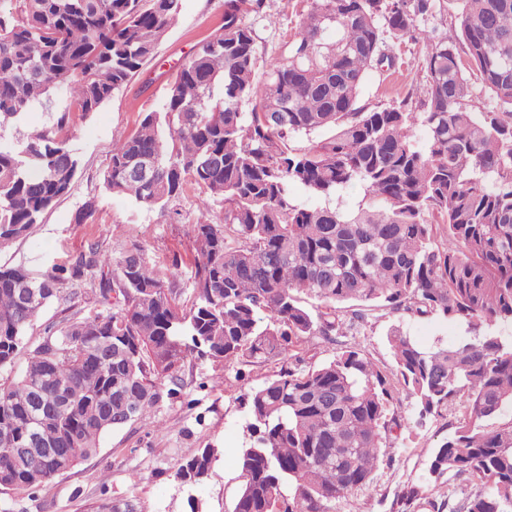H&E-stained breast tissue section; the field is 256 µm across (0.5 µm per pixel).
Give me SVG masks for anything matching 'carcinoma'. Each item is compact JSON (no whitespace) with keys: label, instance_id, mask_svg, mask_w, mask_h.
<instances>
[{"label":"carcinoma","instance_id":"carcinoma-1","mask_svg":"<svg viewBox=\"0 0 512 512\" xmlns=\"http://www.w3.org/2000/svg\"><path fill=\"white\" fill-rule=\"evenodd\" d=\"M142 2L14 0L0 12V249L71 191L70 114L97 111L175 24L179 0ZM449 2L448 34L423 26L443 0H310L258 81L246 15L265 0H224L222 28L180 65L162 108L113 143L103 174L148 210H168L189 184L202 190L191 288L165 285L138 244L117 257L92 247L42 274L0 266V370L25 358L18 381L0 385V487H45L104 433L180 396L191 355L281 362L246 397L234 512H331L371 489L402 391L422 420L450 407L462 418L445 425L428 465L443 500L411 484L393 512H512V0ZM406 40L426 49L420 97L360 105L369 72L401 68L387 43ZM57 88L69 105L51 125L6 133ZM315 133L324 138L295 147ZM147 162L149 182L129 177ZM356 185L364 197L351 211L292 196L339 198ZM83 278L112 308L52 324L28 345L46 305L72 299L63 285ZM302 294L320 305L307 309ZM376 309L438 317L464 335L423 348L390 326L394 382L344 341ZM306 336L338 348L309 364L295 353ZM60 387L69 408L40 415ZM16 442L28 456L14 461L3 449ZM216 453L191 449L175 477L202 481Z\"/></svg>","mask_w":512,"mask_h":512}]
</instances>
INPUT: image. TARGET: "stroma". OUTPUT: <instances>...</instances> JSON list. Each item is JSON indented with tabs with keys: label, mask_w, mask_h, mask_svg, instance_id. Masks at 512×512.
Listing matches in <instances>:
<instances>
[{
	"label": "stroma",
	"mask_w": 512,
	"mask_h": 512,
	"mask_svg": "<svg viewBox=\"0 0 512 512\" xmlns=\"http://www.w3.org/2000/svg\"><path fill=\"white\" fill-rule=\"evenodd\" d=\"M307 0H266L264 13L247 15L255 30L258 77H265L279 59L282 45L294 33ZM224 23V0H180L177 23L158 44L153 57L98 111L72 114L70 145L80 169L70 193L47 211L29 235L0 251V264H24L33 273L70 265L90 245L116 255L137 244L157 264L169 286L187 287L192 264V229L199 216L197 187H187L172 206L183 220L168 223L159 210H147L107 190L103 173L113 142L132 133L144 112L160 108L177 67ZM404 60L400 74L370 72L360 102L373 105L404 97L420 82L423 45L405 42L396 48ZM96 210L86 223L76 217L87 200ZM181 257L173 266V257ZM74 296L71 308L52 302L28 331L29 345L43 339L49 324L63 316L84 317L100 306L82 281L65 284ZM395 316L380 312L355 338L381 371L394 368L386 333ZM278 366L245 368L236 364L186 359L181 375L183 398L162 404L133 425L104 434L96 455L54 478L33 494L0 491V512H102V505L131 503L136 512H233L242 489L238 458L244 442L245 394L264 383ZM401 423L383 449L369 491L337 505L336 512H391L392 503L408 484L427 485V465L444 435L442 423H418L414 402L401 398L395 407ZM210 447L217 457L208 476L188 485L175 476L187 449Z\"/></svg>",
	"instance_id": "1"
}]
</instances>
